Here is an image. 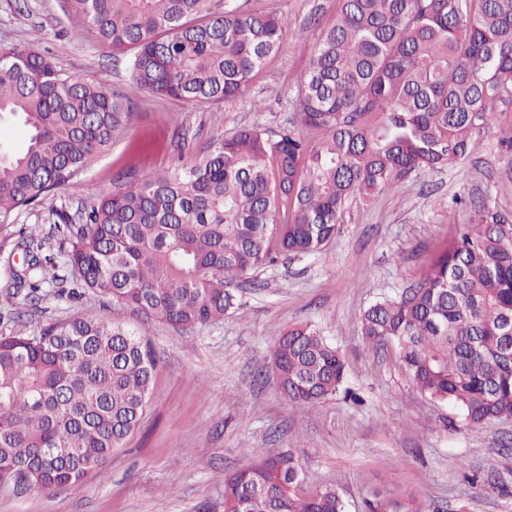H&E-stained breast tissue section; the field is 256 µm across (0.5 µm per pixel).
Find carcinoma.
<instances>
[{
    "label": "carcinoma",
    "instance_id": "1",
    "mask_svg": "<svg viewBox=\"0 0 512 512\" xmlns=\"http://www.w3.org/2000/svg\"><path fill=\"white\" fill-rule=\"evenodd\" d=\"M63 0L113 55L133 91L193 106L239 97L276 53L287 18L238 0ZM131 94L73 77L24 45L0 49V113L29 130L0 148V228L80 185L134 117ZM512 108V0H336L298 96L300 126H242L161 172H131L55 230L67 249L23 238L13 288L89 290L143 323L202 326L233 307L229 279L280 256L315 255L350 199L369 200L419 170L461 162L495 112ZM79 274L68 280L60 267ZM362 333L388 345L412 384L475 426L512 421V221L488 207L417 285L370 306ZM159 358L147 330L87 313L0 336V484L65 491L140 426ZM271 368L301 408L336 394L346 362L309 324L281 334ZM292 456L264 451L224 478V512H346L335 488L302 490ZM368 512H419L375 495Z\"/></svg>",
    "mask_w": 512,
    "mask_h": 512
}]
</instances>
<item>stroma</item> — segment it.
Masks as SVG:
<instances>
[{
  "instance_id": "obj_1",
  "label": "stroma",
  "mask_w": 512,
  "mask_h": 512,
  "mask_svg": "<svg viewBox=\"0 0 512 512\" xmlns=\"http://www.w3.org/2000/svg\"><path fill=\"white\" fill-rule=\"evenodd\" d=\"M245 3L288 18L279 50L247 92L202 108L139 93L134 120L77 190L48 197L0 229V294L22 265V235L58 247L52 227L60 214L79 221L128 170L169 167L241 126L274 131L297 120L298 92L336 0ZM16 44L50 54L73 76L131 89L125 62L66 15L61 0H0V48ZM511 126L512 112L496 113L466 160L354 200L322 252L233 279L235 306L223 319L188 330L151 324L161 363L142 426L77 488L17 494L0 487V512H224V476L252 465L262 448L292 455L309 486L337 488L346 512H365L379 492L416 501L422 512H512V422L468 425L455 406L420 393L397 351L373 349L361 327L370 305L422 281L482 206L512 215V152L500 144ZM43 291L39 304L19 294L0 309V334L80 313L130 328L142 321L90 292L68 300L54 287ZM297 323L319 330L347 362L336 395L309 409L288 402L270 369L276 338Z\"/></svg>"
}]
</instances>
